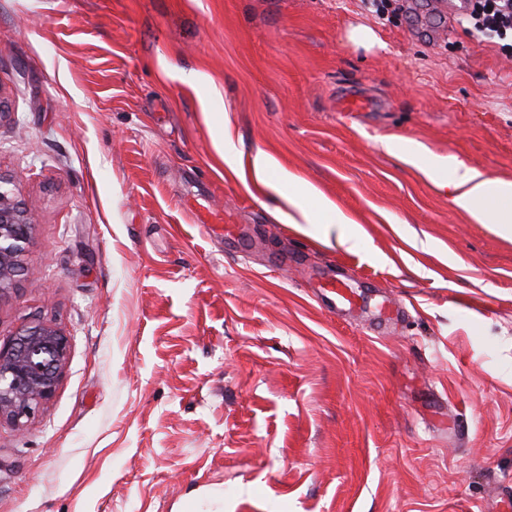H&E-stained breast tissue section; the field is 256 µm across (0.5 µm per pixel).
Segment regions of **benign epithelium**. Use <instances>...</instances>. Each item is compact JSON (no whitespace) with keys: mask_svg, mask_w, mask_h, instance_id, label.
Segmentation results:
<instances>
[{"mask_svg":"<svg viewBox=\"0 0 512 512\" xmlns=\"http://www.w3.org/2000/svg\"><path fill=\"white\" fill-rule=\"evenodd\" d=\"M34 224L33 208L18 199L14 181L0 176V296L25 271L22 256ZM66 335L32 322L0 346V422L24 427L55 394L69 359Z\"/></svg>","mask_w":512,"mask_h":512,"instance_id":"benign-epithelium-1","label":"benign epithelium"}]
</instances>
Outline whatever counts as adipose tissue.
<instances>
[{
  "label": "adipose tissue",
  "instance_id": "adipose-tissue-1",
  "mask_svg": "<svg viewBox=\"0 0 512 512\" xmlns=\"http://www.w3.org/2000/svg\"><path fill=\"white\" fill-rule=\"evenodd\" d=\"M434 181L476 223L496 225L502 237L512 236L511 181L490 177L453 156L448 159L447 176H435Z\"/></svg>",
  "mask_w": 512,
  "mask_h": 512
}]
</instances>
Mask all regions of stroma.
Listing matches in <instances>:
<instances>
[{
    "label": "stroma",
    "instance_id": "obj_1",
    "mask_svg": "<svg viewBox=\"0 0 512 512\" xmlns=\"http://www.w3.org/2000/svg\"><path fill=\"white\" fill-rule=\"evenodd\" d=\"M432 3L0 0V175L36 204L0 345L28 322L71 344L38 415L0 425V512H502L512 238L429 169L512 181V60L434 41ZM353 89L378 110L341 112ZM310 188L348 223L302 220Z\"/></svg>",
    "mask_w": 512,
    "mask_h": 512
}]
</instances>
